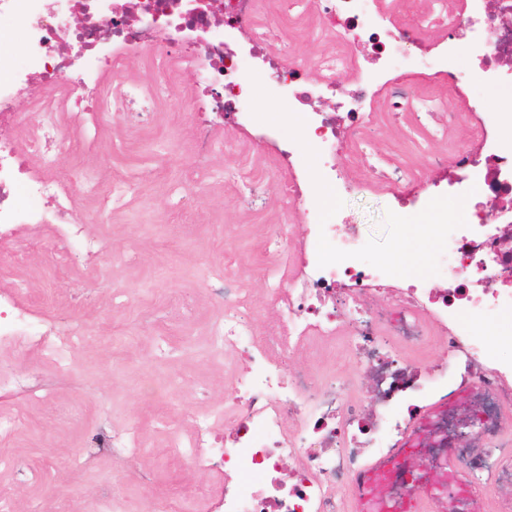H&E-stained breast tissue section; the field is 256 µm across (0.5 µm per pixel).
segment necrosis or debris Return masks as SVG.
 Here are the masks:
<instances>
[{
    "label": "necrosis or debris",
    "instance_id": "1",
    "mask_svg": "<svg viewBox=\"0 0 512 512\" xmlns=\"http://www.w3.org/2000/svg\"><path fill=\"white\" fill-rule=\"evenodd\" d=\"M261 0H0V17L20 29L19 41L0 31V244L14 242L32 224L50 225L67 258L93 265L107 251L86 236L76 203L96 196L101 210L120 207L127 182L101 189L97 182L48 172L72 146L52 130L65 108L90 98L76 113L87 139L112 120L146 127L154 89L123 82L131 59L150 58L158 85L178 83L194 70L192 99L198 121L192 137L198 154L214 144L226 116L248 129L259 101L247 86L266 72L282 105L301 114L303 140L280 139L278 163L290 166L303 141L318 150V172L292 170L283 185L287 202L298 205L308 242L294 253V278L278 263L261 275L281 310L277 324L254 333L241 289H223L224 316L211 329L214 348L242 353L249 368L224 397L233 420L216 434L210 417L195 418L190 434L170 433L185 464L206 467L221 482L208 512H346L336 489L353 490L357 477L400 447L429 454L440 471L464 476L473 501L493 500L495 512H512V498L498 488L512 484V358L499 356L480 323L512 311V235L490 224L512 223V137L500 131L498 113L478 108V92L457 60L475 58L487 85L512 87V0H458L448 37L431 42L429 23L409 6L383 11L379 0H314V18L335 35L358 71L350 86L337 83L331 60L321 79L309 78L293 46L280 41L277 26L259 23ZM164 46H157V39ZM431 74L446 84L449 117L469 112L468 140L450 157L432 156L445 170L438 194H452L468 220L430 225L440 249L434 262L443 281L403 280L391 265L372 260L364 225L343 223L312 203L314 183L329 179L341 191L355 189L336 165L343 146L355 143L369 121L372 103L385 93L391 115L411 112L428 127L439 107L417 104L406 78ZM26 96L28 115L16 110ZM39 159L33 169L30 159ZM329 244L340 262L326 260ZM17 289H0V344L31 345L64 362L82 327L40 321L17 303ZM348 319L353 362L370 380L364 394L356 381L313 368L289 371L300 345L315 349L318 338L338 333ZM444 344H436V337ZM438 346L440 363H423ZM380 488L386 508L417 495L427 484L407 460L393 459Z\"/></svg>",
    "mask_w": 512,
    "mask_h": 512
}]
</instances>
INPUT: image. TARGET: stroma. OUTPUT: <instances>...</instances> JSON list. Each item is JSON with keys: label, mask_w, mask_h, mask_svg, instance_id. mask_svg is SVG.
<instances>
[{"label": "stroma", "mask_w": 512, "mask_h": 512, "mask_svg": "<svg viewBox=\"0 0 512 512\" xmlns=\"http://www.w3.org/2000/svg\"><path fill=\"white\" fill-rule=\"evenodd\" d=\"M286 36L298 43L311 77H321L319 60L333 54L332 35L319 27L289 26ZM195 77L185 72L167 90V109L157 112L151 131L133 136L122 125L105 128L94 144L78 143L62 158L54 174L63 179L79 171L107 184L134 179L136 187L125 205L101 213L90 199L80 200L79 219L88 234L105 240L109 252L96 267L61 264L47 250L48 230L21 229L14 244L23 254L20 303L45 321L68 320L85 335L57 366L39 350L0 347V372L35 376L45 389L18 390L0 398V415L24 421L13 435L0 439V489L13 500L14 512H88L102 501L119 497L122 512H155L158 501L174 487L193 498L209 496L217 480L205 469L180 463L170 428L189 433L194 416L211 415L223 432L224 395L237 371L224 365L223 353L209 342L210 329L222 315L218 284L243 289L256 315L257 329L280 316L256 266L280 245L273 236L285 227L289 243L306 235L296 209L287 207L281 184L285 170L274 165L269 150L254 147L249 131L227 118L218 129L207 160L204 192L190 223L176 219V193L187 190V170L197 158L190 130ZM385 100H378L369 130L380 163H400L415 176L412 194L425 193L441 173L431 167L432 155H445L466 136V118L440 121L421 135L409 119H381ZM266 171L260 204L241 202L239 164ZM344 174L359 184L347 196L316 183L320 208L365 225L371 256H387L407 231V222L426 219L425 209H409L399 222L394 205L374 179L368 164L350 153L338 159ZM224 272L223 281L208 275ZM171 306L168 329L145 323L147 311ZM135 431L139 448L123 459L95 445L100 433ZM40 470L41 478L22 479L21 470ZM152 476L143 487L144 476Z\"/></svg>", "instance_id": "35a3bbf8"}]
</instances>
